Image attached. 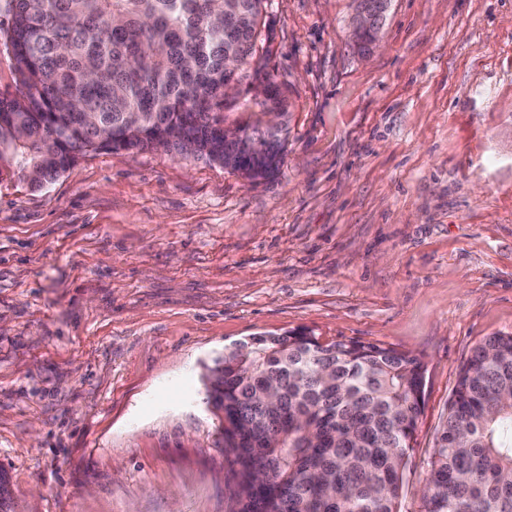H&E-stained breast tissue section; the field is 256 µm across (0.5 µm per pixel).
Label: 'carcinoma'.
<instances>
[{"label": "carcinoma", "mask_w": 512, "mask_h": 512, "mask_svg": "<svg viewBox=\"0 0 512 512\" xmlns=\"http://www.w3.org/2000/svg\"><path fill=\"white\" fill-rule=\"evenodd\" d=\"M268 0H9L17 94L0 171L41 187L101 151L163 148L256 181L287 128L224 137V62L258 51ZM241 23L230 39L224 9ZM234 484L227 512H401L425 395L416 355L305 330L256 334L203 364ZM418 512H512V334L460 371Z\"/></svg>", "instance_id": "cac0c4a2"}]
</instances>
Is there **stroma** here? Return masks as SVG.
<instances>
[{
	"instance_id": "35a3bbf8",
	"label": "stroma",
	"mask_w": 512,
	"mask_h": 512,
	"mask_svg": "<svg viewBox=\"0 0 512 512\" xmlns=\"http://www.w3.org/2000/svg\"><path fill=\"white\" fill-rule=\"evenodd\" d=\"M272 0L233 127L276 87L277 171L163 149L0 175V470L13 512H226L203 361L309 329L421 357L404 470L416 512L459 372L512 334V0Z\"/></svg>"
}]
</instances>
